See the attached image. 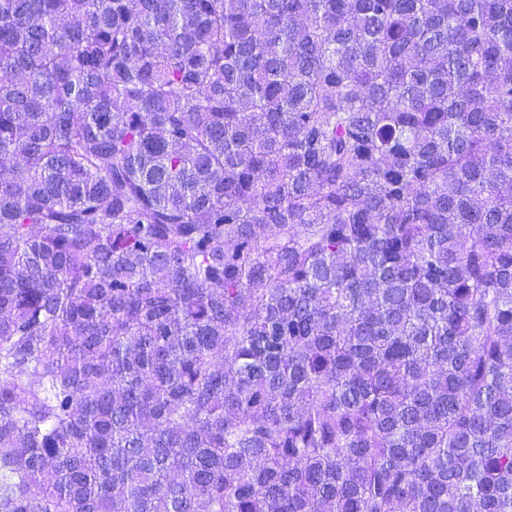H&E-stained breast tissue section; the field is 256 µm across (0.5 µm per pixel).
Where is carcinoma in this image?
<instances>
[{
	"mask_svg": "<svg viewBox=\"0 0 512 512\" xmlns=\"http://www.w3.org/2000/svg\"><path fill=\"white\" fill-rule=\"evenodd\" d=\"M0 512H512V0H0Z\"/></svg>",
	"mask_w": 512,
	"mask_h": 512,
	"instance_id": "carcinoma-1",
	"label": "carcinoma"
}]
</instances>
